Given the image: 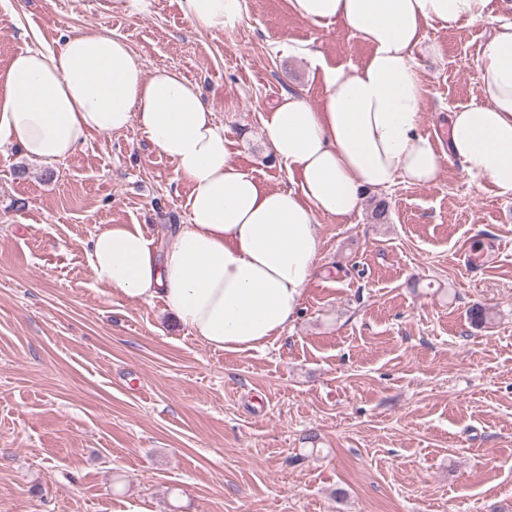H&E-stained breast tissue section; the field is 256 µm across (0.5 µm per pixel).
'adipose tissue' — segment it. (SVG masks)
Listing matches in <instances>:
<instances>
[{
  "instance_id": "obj_1",
  "label": "adipose tissue",
  "mask_w": 512,
  "mask_h": 512,
  "mask_svg": "<svg viewBox=\"0 0 512 512\" xmlns=\"http://www.w3.org/2000/svg\"><path fill=\"white\" fill-rule=\"evenodd\" d=\"M491 0H289L311 24H344L371 52L352 70L323 71L312 105L288 92L264 137L290 187L267 189L231 160V142L198 85L165 66L147 72L110 31L17 53L0 98V147L34 161L71 156L97 132L138 125L191 182L189 220L163 248L114 224L86 250L93 279L119 296L161 300L195 338L224 351L262 347L297 315L321 253L320 217H349L365 192L436 181L444 159L512 194V20L478 63L480 98L453 110L448 152L421 129L425 94L413 53L427 26L474 24ZM193 25L235 29L245 0H180Z\"/></svg>"
}]
</instances>
